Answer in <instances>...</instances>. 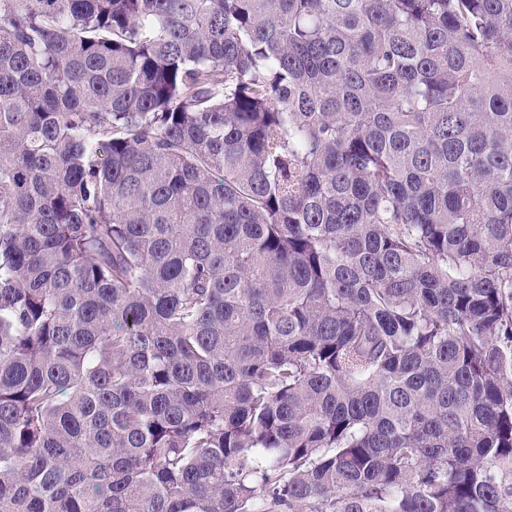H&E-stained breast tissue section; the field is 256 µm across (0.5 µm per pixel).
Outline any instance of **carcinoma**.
Masks as SVG:
<instances>
[{"mask_svg":"<svg viewBox=\"0 0 512 512\" xmlns=\"http://www.w3.org/2000/svg\"><path fill=\"white\" fill-rule=\"evenodd\" d=\"M0 512H512V0H0Z\"/></svg>","mask_w":512,"mask_h":512,"instance_id":"1","label":"carcinoma"}]
</instances>
